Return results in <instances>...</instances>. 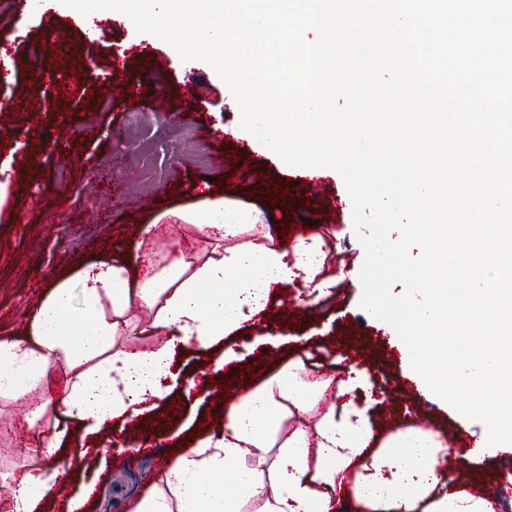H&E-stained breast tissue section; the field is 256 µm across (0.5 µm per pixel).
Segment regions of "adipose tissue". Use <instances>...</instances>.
<instances>
[{
	"instance_id": "obj_1",
	"label": "adipose tissue",
	"mask_w": 512,
	"mask_h": 512,
	"mask_svg": "<svg viewBox=\"0 0 512 512\" xmlns=\"http://www.w3.org/2000/svg\"><path fill=\"white\" fill-rule=\"evenodd\" d=\"M169 216L194 227L204 251L178 254L140 278L124 256L85 262L54 281L25 336L0 335L1 398L40 388L59 360L73 375L51 410L49 447L59 448L70 427L94 437L157 405L176 350L192 347L201 372L236 361L228 340L268 316L273 285L298 282L301 305L334 285L321 276L319 236L282 245L220 198ZM135 304L141 316L130 315ZM131 333L165 340L117 347ZM334 383L304 380L296 364L281 368L225 409L223 431L181 451L128 512H345L351 500L358 512H493L489 499L466 491L467 474L448 476L437 433L408 428L377 442L367 407L325 403ZM63 474L54 461L27 469L0 512H43Z\"/></svg>"
}]
</instances>
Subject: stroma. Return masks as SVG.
<instances>
[{
    "mask_svg": "<svg viewBox=\"0 0 512 512\" xmlns=\"http://www.w3.org/2000/svg\"><path fill=\"white\" fill-rule=\"evenodd\" d=\"M5 27L15 38L8 47V83L0 88V98L11 104L10 110L0 111V166L9 176L0 198V334L23 330L26 312L56 274L108 250L124 252L135 242L138 225L198 204L202 196L196 185L205 181L216 195L226 180H233L236 206L250 210L262 224L322 234L328 254L325 276L359 273L365 251L353 229L352 203L341 176L323 169L317 178L322 193L305 196L306 178L298 169L285 167L244 134L226 136V129L238 124L239 106L206 62L182 60L156 36L114 20L97 25L106 54L90 55L88 35L58 0H11L0 11V29ZM39 42L50 50L32 56L29 47ZM115 54L141 65L139 106L129 107L112 92L108 80ZM158 56L167 59V68H146V61ZM75 69L84 75L77 89L70 77ZM51 70L63 74L62 87L52 86ZM191 86L198 87L201 100L187 104L183 90ZM161 96L169 108L157 105ZM90 97L106 100V107L89 109ZM171 110L178 112L177 122L169 121ZM91 125L98 128L97 136H87ZM90 171L95 180H87ZM270 181L288 187V198L269 202ZM191 246L200 249L204 243L189 225L176 224L159 227L143 251L171 256ZM360 298L359 289L337 283L330 299L294 312L297 324L283 329V345L254 346L255 336L265 330L263 323H255L252 332L235 338L237 345L254 348L244 365L255 366L261 376L298 358L310 368H329L333 341L353 337L364 349L355 366L365 371L370 385L368 391H357V400L372 397L391 404L403 424L453 435L457 445L450 467L466 471L469 491L479 492L497 473L501 453L491 450L482 462H474L471 450L481 423L433 400L420 382L411 381V394L398 396L396 383L406 364L386 362L394 349L389 329L360 308ZM174 392L176 411L160 431L164 438L184 428L199 433L205 413L224 405L223 391L212 385L190 392L179 384ZM48 398L43 389L15 400L0 398V424L8 426L0 434V474L43 464L32 449L49 439L50 417L21 433L14 423ZM157 471L156 457L143 453L121 466L107 465L93 492L96 512H123L129 499L147 491Z\"/></svg>",
    "mask_w": 512,
    "mask_h": 512,
    "instance_id": "35a3bbf8",
    "label": "stroma"
}]
</instances>
